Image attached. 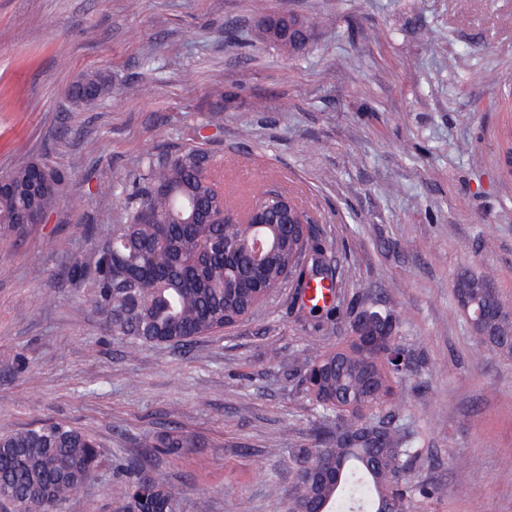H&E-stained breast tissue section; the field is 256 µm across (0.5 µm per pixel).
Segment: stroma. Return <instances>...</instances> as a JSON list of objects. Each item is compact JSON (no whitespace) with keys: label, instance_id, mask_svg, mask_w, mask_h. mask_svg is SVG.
Here are the masks:
<instances>
[{"label":"stroma","instance_id":"stroma-1","mask_svg":"<svg viewBox=\"0 0 512 512\" xmlns=\"http://www.w3.org/2000/svg\"><path fill=\"white\" fill-rule=\"evenodd\" d=\"M282 9L306 50L262 38ZM96 68L108 92L74 107ZM189 145L236 203L273 187L316 220L342 276L326 331L282 289L238 326L133 354L83 301L69 269L124 220L113 171ZM37 159L63 197L0 235V434L53 421L101 441L60 512H123L133 461L182 487L180 512H282L320 425L291 360L350 335L357 300L398 312L417 356L397 405L436 493L412 512H512V357H472L454 298L459 269L491 270L512 305V0H0V175ZM167 433L186 447L158 453Z\"/></svg>","mask_w":512,"mask_h":512}]
</instances>
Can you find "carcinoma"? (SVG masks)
I'll return each instance as SVG.
<instances>
[{"instance_id":"carcinoma-1","label":"carcinoma","mask_w":512,"mask_h":512,"mask_svg":"<svg viewBox=\"0 0 512 512\" xmlns=\"http://www.w3.org/2000/svg\"><path fill=\"white\" fill-rule=\"evenodd\" d=\"M77 106L95 104L111 79L96 70L83 74ZM13 191L0 196V234H21L31 212L56 205L62 190L43 163L29 162L4 174ZM123 196L126 219L97 246L101 274L74 265L83 300L112 334L128 340L130 352L144 344L183 347L248 318L278 289L289 288L292 307L312 318L313 332L331 323L333 305L308 296L311 281L338 288L308 254L324 245L311 224H228L236 203L224 194L218 163L198 147L146 152L134 171L112 175ZM269 242L261 255L241 251L245 239ZM456 301L466 297L477 339L485 349L512 355V310L502 300L495 275L464 270L457 275ZM369 334L357 323L340 346L313 357H296L322 427L320 447L300 460L287 512H411L413 499L434 489L414 480L421 460L416 433L397 423V388L412 376L411 350L393 334L399 317L377 313ZM100 442L62 423L0 436V495L17 512H52L79 493L95 470ZM124 498L129 512H179L182 489L155 469L138 474Z\"/></svg>"}]
</instances>
